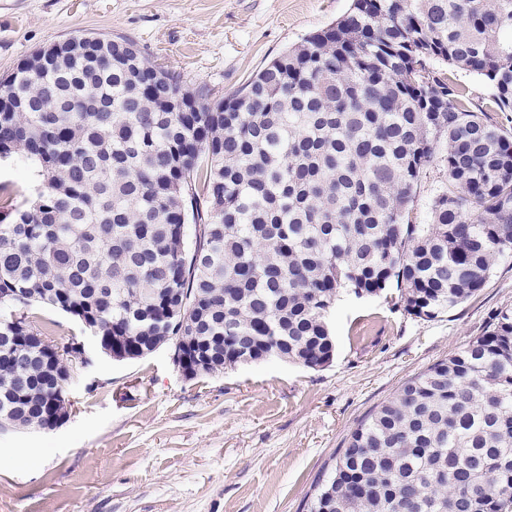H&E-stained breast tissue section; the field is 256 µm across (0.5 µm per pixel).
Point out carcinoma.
Returning <instances> with one entry per match:
<instances>
[{
  "instance_id": "1",
  "label": "carcinoma",
  "mask_w": 512,
  "mask_h": 512,
  "mask_svg": "<svg viewBox=\"0 0 512 512\" xmlns=\"http://www.w3.org/2000/svg\"><path fill=\"white\" fill-rule=\"evenodd\" d=\"M484 77L491 105L427 68ZM0 80V158L41 184L0 220V426L51 429L81 343L25 337L33 305L106 353L187 338L181 371L334 357L342 290L390 285L434 319L512 257V0H353L235 93L191 92L131 39L74 36ZM438 169L430 220L422 180ZM306 512H512V310L350 432ZM437 176L435 173H431L430 177L423 180L420 190L418 189L414 215L417 216V220L421 224H426L429 220L431 199L440 186V179Z\"/></svg>"
}]
</instances>
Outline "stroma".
<instances>
[{"instance_id": "stroma-1", "label": "stroma", "mask_w": 512, "mask_h": 512, "mask_svg": "<svg viewBox=\"0 0 512 512\" xmlns=\"http://www.w3.org/2000/svg\"><path fill=\"white\" fill-rule=\"evenodd\" d=\"M352 0H0V79L36 50L83 32L136 41L152 62L223 97L289 46L327 28ZM30 156L0 158V203L29 208ZM512 308V258L432 320L385 296L341 292L327 321L332 362L269 360L190 377L168 347L129 361L101 352L82 324L38 314L61 343L84 344L74 412L55 430L0 429V512H301L351 430L409 378L485 334ZM33 465L18 466L19 453Z\"/></svg>"}]
</instances>
